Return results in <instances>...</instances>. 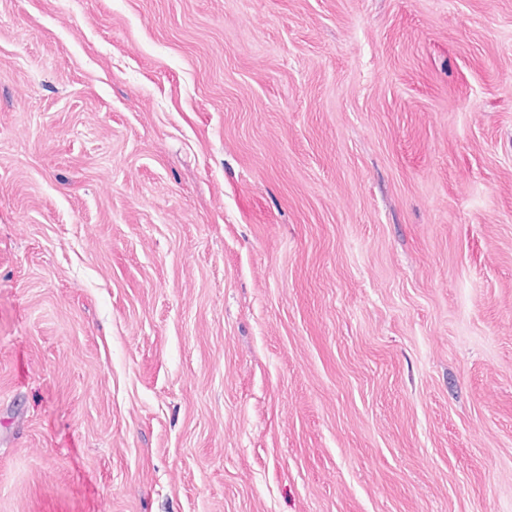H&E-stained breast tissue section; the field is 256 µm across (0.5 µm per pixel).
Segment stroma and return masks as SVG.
<instances>
[{
    "label": "stroma",
    "mask_w": 512,
    "mask_h": 512,
    "mask_svg": "<svg viewBox=\"0 0 512 512\" xmlns=\"http://www.w3.org/2000/svg\"><path fill=\"white\" fill-rule=\"evenodd\" d=\"M0 512H512V0H0Z\"/></svg>",
    "instance_id": "stroma-1"
}]
</instances>
